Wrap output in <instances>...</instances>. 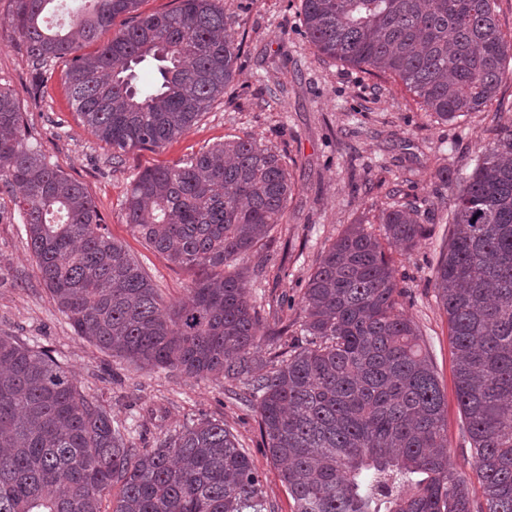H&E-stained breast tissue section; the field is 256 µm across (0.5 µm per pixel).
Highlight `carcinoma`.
Masks as SVG:
<instances>
[{
	"label": "carcinoma",
	"mask_w": 512,
	"mask_h": 512,
	"mask_svg": "<svg viewBox=\"0 0 512 512\" xmlns=\"http://www.w3.org/2000/svg\"><path fill=\"white\" fill-rule=\"evenodd\" d=\"M56 0H13L12 23L38 101L58 62L72 106L121 153L160 148L233 81L237 31L214 0L138 15L92 52L139 0H88L66 32L43 27ZM321 54L400 78L441 120L480 112L505 75L495 0H301ZM156 66L139 82L135 68ZM18 98L0 89V181L40 279L76 334L139 367L233 383L258 361L265 326L244 277L228 268L283 223L292 182L279 154L246 135L189 161L141 172L126 224L153 251L200 277L166 304L106 232L83 185L24 138ZM453 231L434 276L448 315L456 398L485 504L448 456L445 400L387 250L426 234L395 204L376 234L353 224L308 278L304 345L249 384L263 447L281 465L296 512H512V129L485 149L452 200ZM266 512L263 480L219 419L201 418L153 448L127 445L44 348L0 336V512Z\"/></svg>",
	"instance_id": "cac0c4a2"
}]
</instances>
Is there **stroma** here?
Masks as SVG:
<instances>
[{
    "label": "stroma",
    "mask_w": 512,
    "mask_h": 512,
    "mask_svg": "<svg viewBox=\"0 0 512 512\" xmlns=\"http://www.w3.org/2000/svg\"><path fill=\"white\" fill-rule=\"evenodd\" d=\"M242 46L236 76L200 119L156 149H131L113 163L71 105L63 69L40 104L23 98L24 51L12 33V0H0V86L21 94L24 134L65 174L81 182L108 233L140 263L165 302L185 300L195 279L148 248L125 220V200L145 169L172 166L214 145L252 135L278 152L293 185L288 217L270 242L245 258L246 286L265 323L301 317L306 281L325 247L352 224L374 222L385 204L411 202L427 235L412 250H392L404 313L416 324L446 404L450 460L481 498L466 423L455 394L448 317L434 272L453 229L448 201L474 160L512 126V59L496 96L480 112L443 121L388 75L374 76L319 53L303 33L301 0H216ZM447 169V181L438 178ZM0 335L51 351L87 398L105 402L132 442L150 448L190 419L224 420L263 479L269 512H294L280 468L261 445L257 416L244 402L248 383L195 379L139 369L77 336L40 280L15 193L0 181Z\"/></svg>",
    "instance_id": "1"
}]
</instances>
